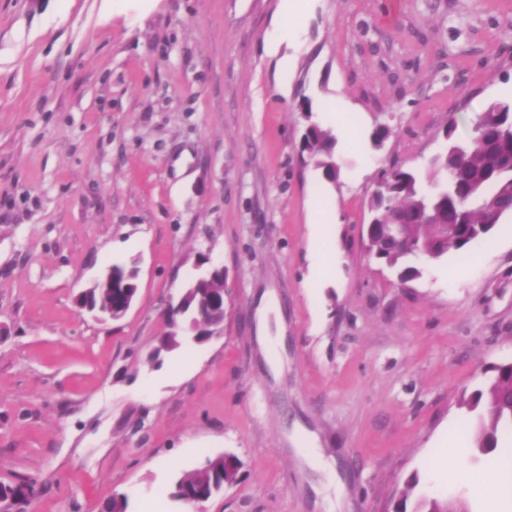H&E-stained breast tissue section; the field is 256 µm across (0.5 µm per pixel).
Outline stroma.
<instances>
[{
  "instance_id": "1",
  "label": "stroma",
  "mask_w": 512,
  "mask_h": 512,
  "mask_svg": "<svg viewBox=\"0 0 512 512\" xmlns=\"http://www.w3.org/2000/svg\"><path fill=\"white\" fill-rule=\"evenodd\" d=\"M298 5L284 74L282 0H0V483L36 481L29 512H186L176 482L224 453L238 480L200 512H393L414 474L512 512L440 457L512 361V217L404 285L365 247L381 167H425L448 120L465 137L512 101V0ZM311 121L338 182L302 150ZM204 250L224 332L161 349ZM117 262L138 294L103 322L76 299Z\"/></svg>"
}]
</instances>
